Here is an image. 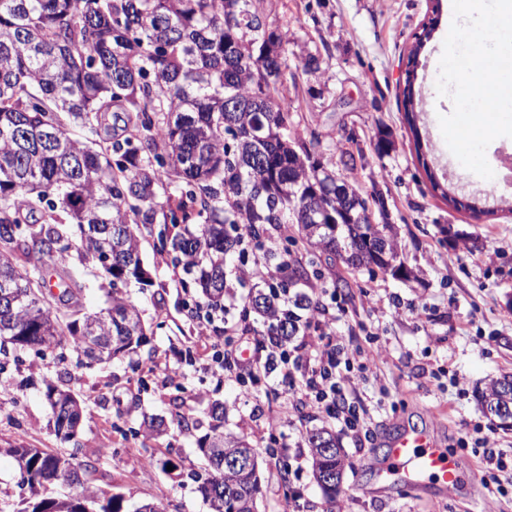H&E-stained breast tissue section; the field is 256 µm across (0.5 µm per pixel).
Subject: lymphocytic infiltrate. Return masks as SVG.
Here are the masks:
<instances>
[{
    "mask_svg": "<svg viewBox=\"0 0 512 512\" xmlns=\"http://www.w3.org/2000/svg\"><path fill=\"white\" fill-rule=\"evenodd\" d=\"M249 321L226 327L231 342L213 355L208 366L217 378L233 377L261 384L263 375L278 371L281 390L293 392L297 412H309L336 423L341 430L359 432L365 410L349 398L354 385L353 365L339 343L334 342L331 325L320 327L317 337L292 345L272 336L253 338ZM256 341L259 351L243 357L241 346Z\"/></svg>",
    "mask_w": 512,
    "mask_h": 512,
    "instance_id": "1",
    "label": "lymphocytic infiltrate"
}]
</instances>
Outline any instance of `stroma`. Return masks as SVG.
I'll use <instances>...</instances> for the list:
<instances>
[{
  "label": "stroma",
  "mask_w": 512,
  "mask_h": 512,
  "mask_svg": "<svg viewBox=\"0 0 512 512\" xmlns=\"http://www.w3.org/2000/svg\"><path fill=\"white\" fill-rule=\"evenodd\" d=\"M449 0H266L270 22L288 36L289 54H320L329 83L301 80L298 110L289 139L319 133L323 152L334 144L354 154L348 180L366 198L382 195L398 248L415 272L404 281L369 275L341 261L316 257L325 280L348 281L335 330L349 339V351L383 356L354 395L366 410L365 434L341 435L347 455L336 512H512V470L494 484L483 479L482 456L470 443L484 437L512 453V431L495 426L481 410L475 390L503 373L512 374V188L477 196L448 159L439 115L450 98L436 82L448 33ZM435 22L416 68L417 127L409 129L403 107L405 66L423 24ZM392 147L377 155L379 130ZM439 181L457 197L476 199L481 214L449 205L433 191ZM151 283H130L126 296L153 333L135 361L78 367L32 353H0V504L18 501L22 489L14 460L4 448L22 445L67 452L56 437L43 397L44 381L62 377L83 400L80 442L86 452L105 449L93 483L123 498L124 512L163 501L172 512H208L187 474L204 461L196 439L207 428V408L224 404L225 431L244 436L258 453L267 442L258 433L269 416L289 446L303 444L315 419L300 418L284 399L258 394L245 398L236 382L218 381L205 368L213 353L187 317V296L174 280L170 255L157 252L156 235L140 229ZM162 416L164 433L139 438L128 429L142 413ZM410 428L428 431L452 452L461 481L444 495L433 488L385 490L364 468L367 457ZM168 456L170 470L148 468L146 453ZM258 512H325L310 458L271 461L262 467ZM508 488L500 495L498 487Z\"/></svg>",
  "instance_id": "obj_1"
}]
</instances>
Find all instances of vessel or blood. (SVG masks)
<instances>
[{
    "label": "vessel or blood",
    "instance_id": "b4317fda",
    "mask_svg": "<svg viewBox=\"0 0 512 512\" xmlns=\"http://www.w3.org/2000/svg\"><path fill=\"white\" fill-rule=\"evenodd\" d=\"M365 467L387 487L420 488L432 483L446 494L460 482L455 459L421 429L392 439L383 455L368 459Z\"/></svg>",
    "mask_w": 512,
    "mask_h": 512
}]
</instances>
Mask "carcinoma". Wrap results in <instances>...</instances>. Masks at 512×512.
<instances>
[{
  "label": "carcinoma",
  "mask_w": 512,
  "mask_h": 512,
  "mask_svg": "<svg viewBox=\"0 0 512 512\" xmlns=\"http://www.w3.org/2000/svg\"><path fill=\"white\" fill-rule=\"evenodd\" d=\"M415 35L409 62L434 30ZM288 39L268 20L263 0H0V337L15 350L46 357L62 349L83 363L138 354L147 343L137 306L122 293L146 284L136 224H157L159 252L173 255L192 288L190 317L224 309L225 266L243 256L241 239L271 240L283 224L297 225L313 250L370 275L410 278L413 271L375 256L366 235L387 239L397 261L393 226L376 224L368 203L348 182L342 200L326 191L335 164L316 152V133L294 151L288 125L296 111L287 80L261 85L255 62L288 75ZM306 75L325 78L319 55L297 56ZM238 108L224 111V101ZM269 141L262 166L245 160L256 118ZM265 260L282 280L248 297L243 313L263 319L272 336L292 339L299 318L281 315L280 288L310 287L307 264L288 248L268 247ZM100 268L110 305L85 311L83 275ZM508 397L512 375L479 392L484 406ZM44 398L54 432L73 443L60 455L46 448H7L25 471L24 494L11 512H122V497L92 485L97 459L79 444L83 406L57 381ZM197 448L206 461L188 478L209 512H255L261 465L230 469L224 460L254 451L224 434V404L213 402ZM314 478L336 502L349 464L326 426L307 432ZM69 487L63 498L47 486Z\"/></svg>",
  "instance_id": "1"
}]
</instances>
